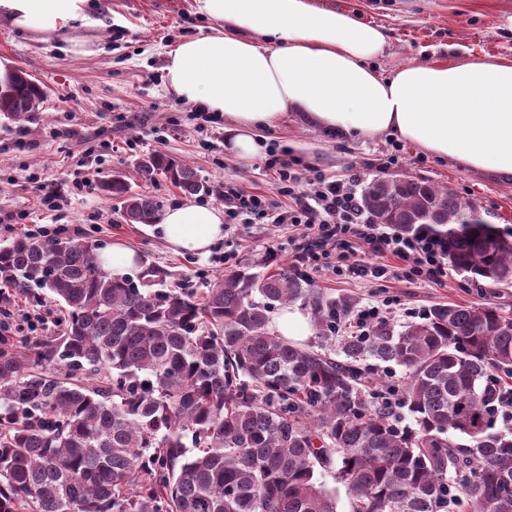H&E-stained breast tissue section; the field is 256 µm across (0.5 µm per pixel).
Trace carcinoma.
<instances>
[{
  "label": "carcinoma",
  "mask_w": 512,
  "mask_h": 512,
  "mask_svg": "<svg viewBox=\"0 0 512 512\" xmlns=\"http://www.w3.org/2000/svg\"><path fill=\"white\" fill-rule=\"evenodd\" d=\"M45 97L21 71L0 88V111L25 121ZM139 171L187 196L208 191L162 152ZM102 190L126 221L159 220L149 191L120 176ZM362 203L377 224L432 225L454 270L512 282V239L452 189L379 177ZM274 261L245 263L198 297L164 287L159 270L139 284L112 277L93 244L0 246V283L46 290L67 311L45 339L0 335V512H337L316 476L336 462L349 512H512V430H493L488 409L492 371L512 375V315L438 305L401 331L344 336L334 354L288 340L270 314L299 302L328 332L354 300ZM369 359L404 368L412 424L373 401Z\"/></svg>",
  "instance_id": "obj_1"
}]
</instances>
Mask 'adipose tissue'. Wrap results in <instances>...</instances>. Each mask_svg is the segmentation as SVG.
Instances as JSON below:
<instances>
[{
    "label": "adipose tissue",
    "instance_id": "1",
    "mask_svg": "<svg viewBox=\"0 0 512 512\" xmlns=\"http://www.w3.org/2000/svg\"><path fill=\"white\" fill-rule=\"evenodd\" d=\"M208 34L166 52L165 86L181 101L223 115L225 151L246 160L265 132L296 115L332 135L393 133L472 170L512 175V58L441 57L383 73L384 26L314 0H193ZM99 0H0L19 30L62 36L90 52ZM160 228L177 252L206 255L224 237V211L184 203Z\"/></svg>",
    "mask_w": 512,
    "mask_h": 512
}]
</instances>
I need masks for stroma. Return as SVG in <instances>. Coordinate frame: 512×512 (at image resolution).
<instances>
[{
  "instance_id": "obj_1",
  "label": "stroma",
  "mask_w": 512,
  "mask_h": 512,
  "mask_svg": "<svg viewBox=\"0 0 512 512\" xmlns=\"http://www.w3.org/2000/svg\"><path fill=\"white\" fill-rule=\"evenodd\" d=\"M363 19L386 27L390 43L377 60L389 73L411 62L448 54L512 58V0H324ZM96 52L91 56L65 52L61 43L38 39L0 21V58L13 70L31 75L47 92L39 112L27 121L0 115V245L23 235L30 224H62L68 237L109 247L122 244L140 257V269L156 268L169 286L203 294L224 275L222 258L233 252L239 262H263L275 251L283 264L293 261L288 228L283 224H232L208 255L177 254L159 229L126 223L118 200L105 196L103 183L122 176L135 190L150 189L162 206L184 201V193L168 178L145 185L137 163L154 152L194 167L206 185L195 195L198 204L223 206L224 186L267 195L279 209L288 201L273 188L263 155L237 160L224 150L223 125H209L194 106L172 97L165 87L167 47L209 30L193 0H103ZM284 160L317 166L332 175L349 168L366 179L405 174L452 188L468 201L484 223L512 236V178L476 172L442 159L396 136L354 138L336 144L330 135L300 118L287 132H269ZM64 187L53 210H46L34 189V177ZM91 185L88 193L75 184ZM314 283L334 295L353 298L357 305L375 302L384 290L374 282L340 279L328 272ZM470 276L449 271L445 286L391 282L406 308L418 311L435 304L492 303L512 313V283L482 294Z\"/></svg>"
}]
</instances>
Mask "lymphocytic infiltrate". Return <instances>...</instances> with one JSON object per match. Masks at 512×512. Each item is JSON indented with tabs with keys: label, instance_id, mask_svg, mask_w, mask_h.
Segmentation results:
<instances>
[{
	"label": "lymphocytic infiltrate",
	"instance_id": "f902f5d3",
	"mask_svg": "<svg viewBox=\"0 0 512 512\" xmlns=\"http://www.w3.org/2000/svg\"><path fill=\"white\" fill-rule=\"evenodd\" d=\"M266 152L264 168L273 172L277 194L287 197V212L276 211L266 196L247 194L228 184L224 187L225 223L244 217L288 225L292 270L304 278L328 271L339 278L443 285L448 277L447 237L428 225L401 232L374 223L357 194V173L342 179L315 168L304 173L294 163L281 161L275 146H268ZM401 304L399 296L386 295L337 317L336 324L368 336L387 323Z\"/></svg>",
	"mask_w": 512,
	"mask_h": 512
}]
</instances>
